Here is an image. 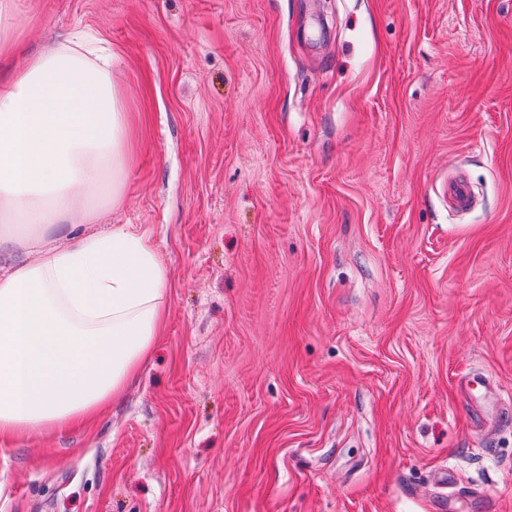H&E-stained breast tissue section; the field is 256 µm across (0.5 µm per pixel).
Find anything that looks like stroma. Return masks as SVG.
<instances>
[{
    "instance_id": "obj_1",
    "label": "stroma",
    "mask_w": 512,
    "mask_h": 512,
    "mask_svg": "<svg viewBox=\"0 0 512 512\" xmlns=\"http://www.w3.org/2000/svg\"><path fill=\"white\" fill-rule=\"evenodd\" d=\"M12 4L1 78L111 45L131 150L96 225L170 286L119 404L0 440V512H512V420L462 386L512 397V0ZM440 193L448 201L449 208L455 213H463L474 204V192L471 184L462 176L448 178L440 187Z\"/></svg>"
}]
</instances>
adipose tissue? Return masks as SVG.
Instances as JSON below:
<instances>
[{
  "instance_id": "obj_1",
  "label": "adipose tissue",
  "mask_w": 512,
  "mask_h": 512,
  "mask_svg": "<svg viewBox=\"0 0 512 512\" xmlns=\"http://www.w3.org/2000/svg\"><path fill=\"white\" fill-rule=\"evenodd\" d=\"M130 133L112 52L81 34L0 83V437L77 428L151 356L169 276L123 201Z\"/></svg>"
}]
</instances>
